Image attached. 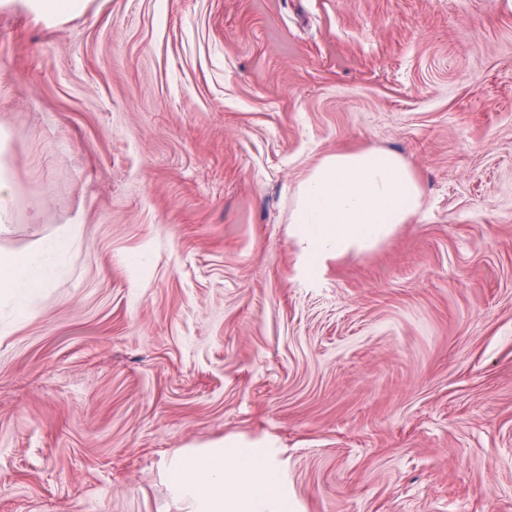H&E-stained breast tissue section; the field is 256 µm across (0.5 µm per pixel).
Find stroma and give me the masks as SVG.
<instances>
[{"mask_svg":"<svg viewBox=\"0 0 512 512\" xmlns=\"http://www.w3.org/2000/svg\"><path fill=\"white\" fill-rule=\"evenodd\" d=\"M400 156L424 206L307 273L294 190ZM0 512H162L281 443L300 512H512V0H0ZM28 7L39 14L60 15L78 7L77 0H26ZM71 236L57 235L43 240L33 251L0 257V292L5 297L23 300L29 293L46 288L52 280L55 256L67 252Z\"/></svg>","mask_w":512,"mask_h":512,"instance_id":"35a3bbf8","label":"stroma"}]
</instances>
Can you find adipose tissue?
Returning a JSON list of instances; mask_svg holds the SVG:
<instances>
[{
  "label": "adipose tissue",
  "mask_w": 512,
  "mask_h": 512,
  "mask_svg": "<svg viewBox=\"0 0 512 512\" xmlns=\"http://www.w3.org/2000/svg\"><path fill=\"white\" fill-rule=\"evenodd\" d=\"M423 207L412 172L397 155L373 149L323 157L299 182L289 234L309 271L329 257L365 253L387 241ZM71 237L43 240L33 251L0 257V294L23 299L52 280L55 256ZM272 437H227L165 458L174 512H293Z\"/></svg>",
  "instance_id": "obj_1"
}]
</instances>
